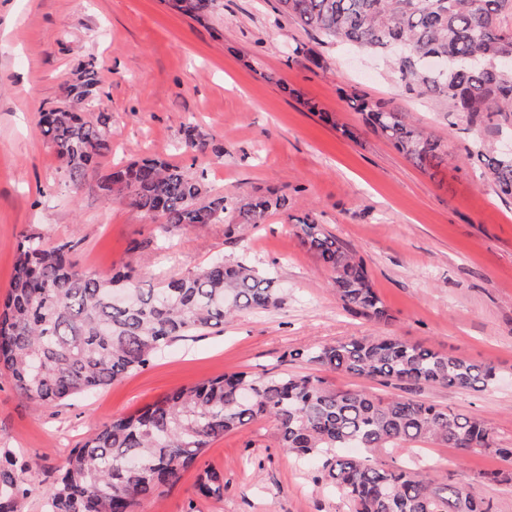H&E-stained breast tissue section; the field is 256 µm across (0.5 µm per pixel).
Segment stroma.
Masks as SVG:
<instances>
[{"instance_id":"35a3bbf8","label":"stroma","mask_w":512,"mask_h":512,"mask_svg":"<svg viewBox=\"0 0 512 512\" xmlns=\"http://www.w3.org/2000/svg\"><path fill=\"white\" fill-rule=\"evenodd\" d=\"M89 59L100 109L111 117L112 153L99 173L160 154L204 173L209 190L228 201L275 191L287 197L286 210L256 226L177 229L159 244L152 218L105 201L95 182L72 193L38 119L41 109L64 104L74 67ZM356 94L409 113L448 161L417 167L366 125L350 105ZM455 120L444 99L403 92L387 59L322 41L277 0H215L198 20L165 0H0V296L25 230L78 241L77 259L91 270L133 263L151 285L220 254L270 272L283 290L278 308L175 342L145 369L52 408L36 407L0 374V448L31 465L19 512H43L47 487L102 422L184 384L233 371L288 373L389 394L380 382L300 356L360 336L392 335L493 365L500 378L486 390L424 384L407 394L480 418L512 447V201L496 195L471 155L475 141L512 133H465ZM190 122L222 153L185 152ZM305 215L364 260L387 324L343 307L331 272L296 235L294 220ZM397 462L468 477L493 512H512V484L484 478L508 466L494 452L461 460L454 449L418 444ZM206 467L223 474L222 498L197 493ZM140 512H352V504L327 483L318 459L287 454L274 423L260 418L214 441Z\"/></svg>"}]
</instances>
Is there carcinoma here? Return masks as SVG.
<instances>
[{"label": "carcinoma", "mask_w": 512, "mask_h": 512, "mask_svg": "<svg viewBox=\"0 0 512 512\" xmlns=\"http://www.w3.org/2000/svg\"><path fill=\"white\" fill-rule=\"evenodd\" d=\"M199 19L214 0H172ZM282 13L330 42L392 59L402 88L440 96L465 129L512 128V0H279ZM96 65L79 62L68 102L41 110L39 126L61 164L65 183L83 188L98 159L111 152L109 116L84 114L100 105ZM353 107L372 129L417 167L445 161L440 143L403 112L354 97ZM184 149L222 152L196 125L184 129ZM477 158L494 192L512 199V154L479 146ZM98 189L162 222L155 231L224 222V197L208 196L189 170L160 156L133 161L101 175ZM276 194L234 204L239 224H262L286 208ZM300 242L333 273L345 309L377 324L388 311L363 260L307 215L295 225ZM74 240L49 243L23 232L9 290L0 304V372L38 406H54L102 390L143 369L173 343L201 336L243 311L268 310L283 301L275 278L243 261L215 257L185 275L144 287L128 263L108 273L89 271L74 258ZM298 356L336 373L384 385L438 384L482 391L495 368L407 343L395 336H365L314 346ZM260 417L273 419L280 447L300 459L319 457L322 471L350 499L354 512H492L471 482L396 466L386 456L408 443L431 442L461 455L492 449L505 460L484 421L412 397H383L364 389H333L299 375L224 374L183 385L135 414L112 417L72 450L65 470L45 495L43 512H138L142 502L173 485L224 434ZM27 462L0 448V512H18L28 494ZM198 492L224 495V477L206 468Z\"/></svg>", "instance_id": "carcinoma-1"}]
</instances>
